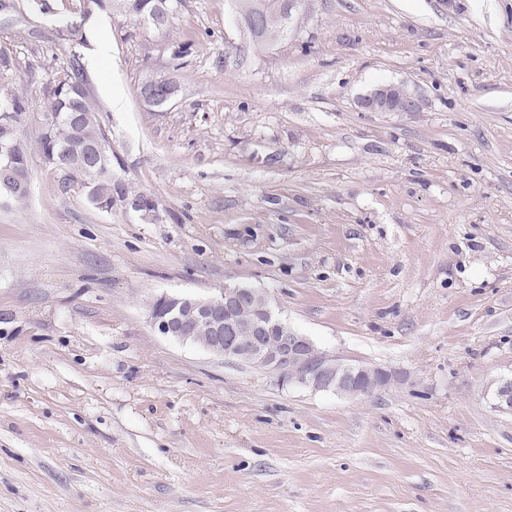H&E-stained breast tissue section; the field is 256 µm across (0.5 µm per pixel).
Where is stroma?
I'll return each instance as SVG.
<instances>
[{"mask_svg":"<svg viewBox=\"0 0 512 512\" xmlns=\"http://www.w3.org/2000/svg\"><path fill=\"white\" fill-rule=\"evenodd\" d=\"M46 2L39 38L0 32L32 144L27 204L0 201V512H512V0H300L262 54L230 0H171L161 29ZM72 57L108 211L35 146ZM385 83L418 111H364ZM235 283L391 383L288 386L151 327L154 296Z\"/></svg>","mask_w":512,"mask_h":512,"instance_id":"1","label":"stroma"}]
</instances>
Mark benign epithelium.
Wrapping results in <instances>:
<instances>
[{
  "label": "benign epithelium",
  "instance_id": "benign-epithelium-1",
  "mask_svg": "<svg viewBox=\"0 0 512 512\" xmlns=\"http://www.w3.org/2000/svg\"><path fill=\"white\" fill-rule=\"evenodd\" d=\"M245 41L271 37L263 16L247 21L234 17ZM367 112H415L418 100L403 84H385L360 98ZM0 113V186L9 192L30 191L31 174L12 160L15 126ZM149 322L160 335L192 344L228 361L248 363L274 377L340 397L361 399L387 386L391 374L365 364H351L319 348L283 322L274 312L271 296L250 284L226 285L218 294L202 297L162 293L153 298ZM496 407L512 411V377L501 378L493 389Z\"/></svg>",
  "mask_w": 512,
  "mask_h": 512
}]
</instances>
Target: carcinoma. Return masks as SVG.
<instances>
[{"instance_id":"cac0c4a2","label":"carcinoma","mask_w":512,"mask_h":512,"mask_svg":"<svg viewBox=\"0 0 512 512\" xmlns=\"http://www.w3.org/2000/svg\"><path fill=\"white\" fill-rule=\"evenodd\" d=\"M98 9L116 6L144 22L151 16L154 0H89ZM56 88L44 94L46 109L43 112L42 130L37 139L42 156H59L64 172L71 181L87 176L92 181L90 200L101 209L111 208L112 158H107L102 172L95 174L86 163L90 144L104 136L99 109L93 104L86 89L83 68L78 59L71 58L64 65L51 71ZM0 86V94L5 91ZM8 98H0V111L14 114L17 129H22L28 112L26 97L10 88Z\"/></svg>"}]
</instances>
